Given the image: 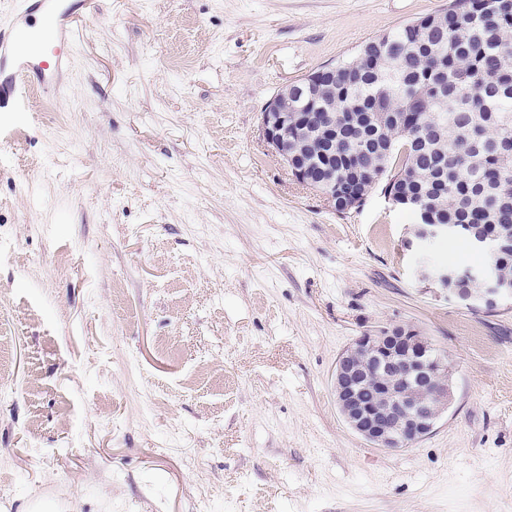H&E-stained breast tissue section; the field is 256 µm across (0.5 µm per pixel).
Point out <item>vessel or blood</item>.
<instances>
[{
    "instance_id": "b4317fda",
    "label": "vessel or blood",
    "mask_w": 512,
    "mask_h": 512,
    "mask_svg": "<svg viewBox=\"0 0 512 512\" xmlns=\"http://www.w3.org/2000/svg\"><path fill=\"white\" fill-rule=\"evenodd\" d=\"M93 0H27L25 13L39 22L42 41L53 43L54 59L45 64L40 53L26 50L31 33L24 29L0 30V99L18 102L29 73H38L42 82L54 83L66 65L68 50L75 41L73 22L78 15L90 12Z\"/></svg>"
}]
</instances>
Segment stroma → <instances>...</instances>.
<instances>
[{
	"instance_id": "obj_1",
	"label": "stroma",
	"mask_w": 512,
	"mask_h": 512,
	"mask_svg": "<svg viewBox=\"0 0 512 512\" xmlns=\"http://www.w3.org/2000/svg\"><path fill=\"white\" fill-rule=\"evenodd\" d=\"M450 0H96L58 93L0 108V512H512V302L466 306L375 186L334 210L260 132L287 84ZM454 366L379 448L339 355L390 325Z\"/></svg>"
}]
</instances>
